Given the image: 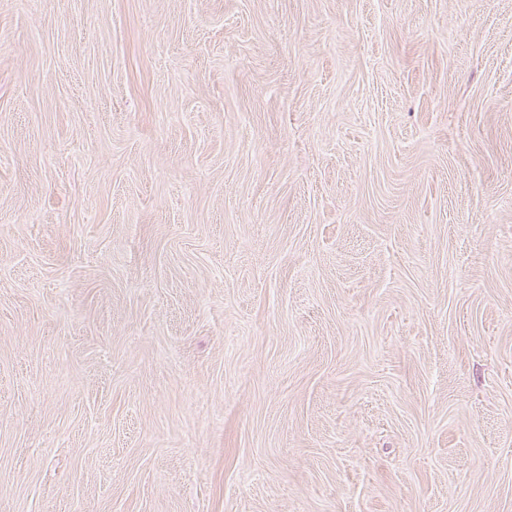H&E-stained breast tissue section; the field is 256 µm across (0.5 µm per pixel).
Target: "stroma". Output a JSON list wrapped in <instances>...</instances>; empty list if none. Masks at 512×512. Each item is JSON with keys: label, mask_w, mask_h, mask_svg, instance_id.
<instances>
[{"label": "stroma", "mask_w": 512, "mask_h": 512, "mask_svg": "<svg viewBox=\"0 0 512 512\" xmlns=\"http://www.w3.org/2000/svg\"><path fill=\"white\" fill-rule=\"evenodd\" d=\"M0 512H512V0H0Z\"/></svg>", "instance_id": "35a3bbf8"}]
</instances>
